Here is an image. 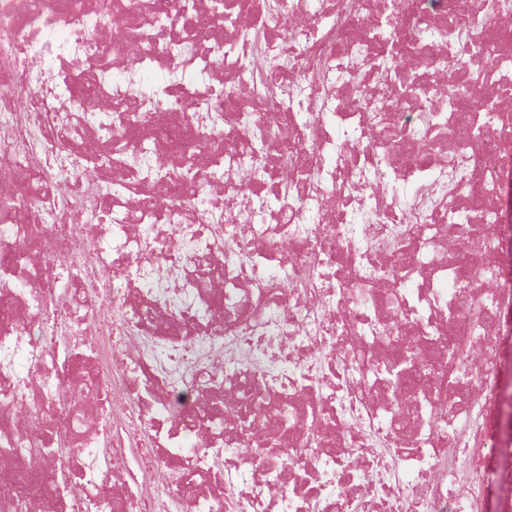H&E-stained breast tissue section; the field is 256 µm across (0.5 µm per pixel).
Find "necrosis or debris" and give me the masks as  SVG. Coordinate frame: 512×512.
Here are the masks:
<instances>
[{"label":"necrosis or debris","instance_id":"4bbe7bcc","mask_svg":"<svg viewBox=\"0 0 512 512\" xmlns=\"http://www.w3.org/2000/svg\"><path fill=\"white\" fill-rule=\"evenodd\" d=\"M266 3L0 0V512H512V0Z\"/></svg>","mask_w":512,"mask_h":512}]
</instances>
